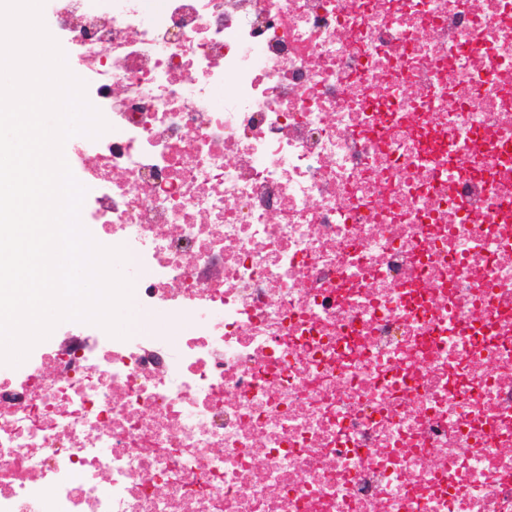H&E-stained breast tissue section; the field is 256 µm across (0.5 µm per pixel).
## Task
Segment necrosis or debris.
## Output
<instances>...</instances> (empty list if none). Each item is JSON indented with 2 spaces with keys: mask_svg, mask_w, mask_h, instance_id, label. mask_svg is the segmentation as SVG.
I'll use <instances>...</instances> for the list:
<instances>
[{
  "mask_svg": "<svg viewBox=\"0 0 512 512\" xmlns=\"http://www.w3.org/2000/svg\"><path fill=\"white\" fill-rule=\"evenodd\" d=\"M97 242L177 347L0 381V512H512V0H52ZM224 99H217V92Z\"/></svg>",
  "mask_w": 512,
  "mask_h": 512,
  "instance_id": "4bbe7bcc",
  "label": "necrosis or debris"
}]
</instances>
